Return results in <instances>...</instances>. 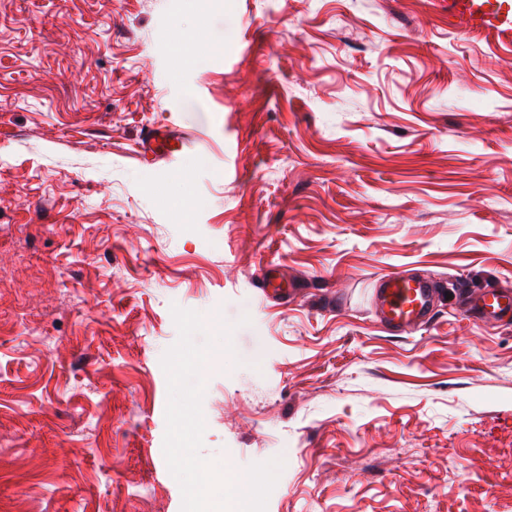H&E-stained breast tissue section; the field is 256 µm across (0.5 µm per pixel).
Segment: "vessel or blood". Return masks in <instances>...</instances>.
I'll return each instance as SVG.
<instances>
[{"instance_id": "obj_1", "label": "vessel or blood", "mask_w": 512, "mask_h": 512, "mask_svg": "<svg viewBox=\"0 0 512 512\" xmlns=\"http://www.w3.org/2000/svg\"><path fill=\"white\" fill-rule=\"evenodd\" d=\"M448 22L462 32H489L512 42V0H448ZM380 322L394 331L426 324L435 300V285L420 277L388 271L376 280ZM461 313L485 321L512 320V291L486 288L462 290Z\"/></svg>"}]
</instances>
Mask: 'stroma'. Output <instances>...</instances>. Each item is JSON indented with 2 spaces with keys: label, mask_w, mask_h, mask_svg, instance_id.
Returning a JSON list of instances; mask_svg holds the SVG:
<instances>
[{
  "label": "stroma",
  "mask_w": 512,
  "mask_h": 512,
  "mask_svg": "<svg viewBox=\"0 0 512 512\" xmlns=\"http://www.w3.org/2000/svg\"><path fill=\"white\" fill-rule=\"evenodd\" d=\"M391 269L512 289V43L445 0H0V512H181L175 304L234 328L201 454L283 457L266 512H512V325L388 333Z\"/></svg>",
  "instance_id": "35a3bbf8"
}]
</instances>
